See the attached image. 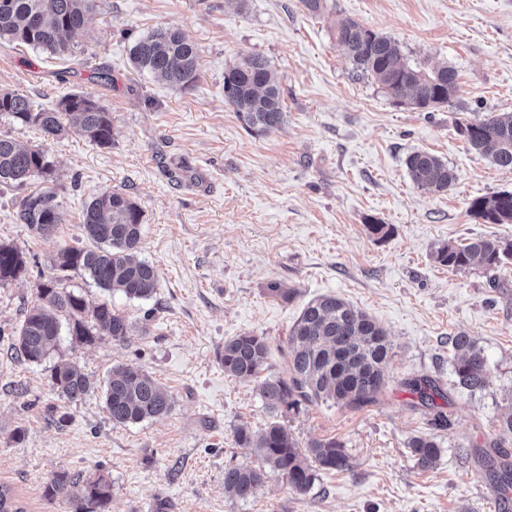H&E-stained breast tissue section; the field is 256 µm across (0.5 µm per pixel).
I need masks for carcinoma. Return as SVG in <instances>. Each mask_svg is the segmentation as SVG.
<instances>
[{
    "mask_svg": "<svg viewBox=\"0 0 512 512\" xmlns=\"http://www.w3.org/2000/svg\"><path fill=\"white\" fill-rule=\"evenodd\" d=\"M99 0H0V38L28 45L52 56L72 54L73 37L82 30L98 7ZM336 43L344 49L354 69L373 74L387 93L410 98L419 108L448 102L458 90L456 71L446 65L423 70L402 60L395 41L350 20L336 26ZM197 47L175 27H159L137 38L130 48V60L141 71L160 77L170 87L185 90L197 79ZM224 99L258 131L280 125L284 109L280 89L271 66L259 54H247L224 72ZM0 118L10 124L37 127L44 140L55 141L73 131L98 147L112 146V116L90 95H64L52 108H38L25 95L0 91ZM458 131L471 148L490 156L494 165L512 169V112L487 119L474 118L458 124ZM412 182L435 193L448 191L454 174L448 164L428 152H415L406 160ZM40 181L42 187L24 196L17 205V220L41 236L52 235L66 217L57 200L54 165L40 146H23L0 135V185L26 186ZM472 215L488 224H512V191L503 190L475 199ZM143 212L129 194L111 190L91 197L82 210V230L89 244L65 245L56 256L62 272L88 274L97 287L109 295L128 300H149L159 286V275L149 262L138 258L142 238ZM436 260L452 269L481 268L495 273L512 262V240L473 238L464 244H448L436 253ZM26 261L13 246L0 244V284L24 275ZM67 335L86 345L108 336L123 341L131 325L126 316L106 300L91 302L81 292L53 277L38 285L36 300L16 331L13 349L30 363L39 364L57 350L62 326ZM459 351L454 361L455 384L474 392L487 386L486 358L476 341L465 333L448 337ZM290 376L267 377L259 395L272 416L260 434L241 426L235 443L259 454L279 472L295 491L311 487L317 470L344 471L348 457L343 445L333 439L314 440L302 454L288 428L276 421L286 410L302 402L333 400L349 406L373 402L382 392V371L390 353L383 328L365 312L334 295L310 301L287 337ZM270 345L263 336L239 334L224 340L219 360L224 372L241 381L255 380L264 370ZM52 387L70 404L84 399L92 386L79 369L67 362L51 368ZM430 409L441 396L430 377L404 382ZM104 403L112 423L127 425L170 413L174 399L149 374L129 366L112 370L104 385ZM416 464L423 470L434 466L440 445L430 436L408 442ZM476 455L485 464L492 490L505 496L512 489V462L508 454L497 461L484 450ZM266 472L250 467L224 469V487L247 499L262 486ZM79 488L76 512H109L112 485L103 476L92 478L67 470L54 474L46 486L48 498H67ZM0 512H25L12 489L0 485Z\"/></svg>",
    "mask_w": 512,
    "mask_h": 512,
    "instance_id": "carcinoma-1",
    "label": "carcinoma"
}]
</instances>
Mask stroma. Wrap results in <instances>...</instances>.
I'll list each match as a JSON object with an SVG mask.
<instances>
[{
	"label": "stroma",
	"mask_w": 512,
	"mask_h": 512,
	"mask_svg": "<svg viewBox=\"0 0 512 512\" xmlns=\"http://www.w3.org/2000/svg\"><path fill=\"white\" fill-rule=\"evenodd\" d=\"M326 5L312 15L301 0H101L72 56L0 39V91L45 108L81 91L112 115L111 146L72 133L49 147L66 216L56 233L18 223L29 187L0 190V243L22 252L27 268L0 285V483L15 488L27 512H74V501L44 495L62 470L110 479L111 512H512V493L494 494L475 457L492 451L496 425L512 411V265L493 279L435 259L450 243L512 239V224L469 211L475 198L512 190V170L456 129L462 119L512 112V0ZM348 19L396 41L409 65L453 67L457 92L434 108L387 96L337 46L334 28ZM160 26L179 28L199 49L188 89L131 64L135 39ZM249 53L268 59L282 94L285 120L264 132L224 102L225 71ZM102 73L112 84L99 81ZM417 151L447 162L455 175L447 192L411 181L406 159ZM114 189L143 212L139 256L158 271L156 294L113 296L132 325L125 341L84 345L65 335L50 358L25 361L11 347L13 331L38 284L56 276L58 250L82 238L85 202ZM274 282L290 289L288 299L268 295ZM326 294L386 331V385L362 407L320 400L282 419L299 446L343 443L346 470L319 471L301 493L271 471L253 497L238 498L224 488L225 468L260 461L235 445L234 431H261L270 416L257 383L225 374L224 340L266 337L265 376H288V332L304 305ZM459 332L487 360L488 384L473 394L454 383L448 338ZM61 360L93 383L82 402L67 404L52 387L50 369ZM121 364L172 393L167 416L113 425L101 388ZM421 376L440 387L449 429L429 426L404 388ZM57 409L70 416L65 427L54 421ZM430 434L441 454L423 470L407 443Z\"/></svg>",
	"instance_id": "obj_1"
}]
</instances>
